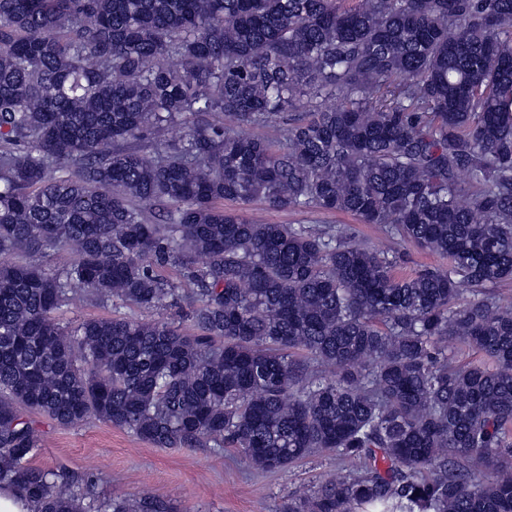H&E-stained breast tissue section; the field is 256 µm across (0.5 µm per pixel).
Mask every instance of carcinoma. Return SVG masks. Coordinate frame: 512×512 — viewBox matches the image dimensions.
<instances>
[{
  "label": "carcinoma",
  "mask_w": 512,
  "mask_h": 512,
  "mask_svg": "<svg viewBox=\"0 0 512 512\" xmlns=\"http://www.w3.org/2000/svg\"><path fill=\"white\" fill-rule=\"evenodd\" d=\"M0 254V485L33 512L177 510L62 489L24 408L354 466L280 512H512V0H0ZM78 295L157 317L61 323ZM224 210L248 220L266 224H344L353 229L357 239L371 248L392 247L398 250L404 259L401 268L405 273L428 265L446 268L448 260L437 254L422 252L412 246L394 243L372 224H359L352 216L336 213H322L315 210H273L262 202L241 206L224 201Z\"/></svg>",
  "instance_id": "cac0c4a2"
}]
</instances>
